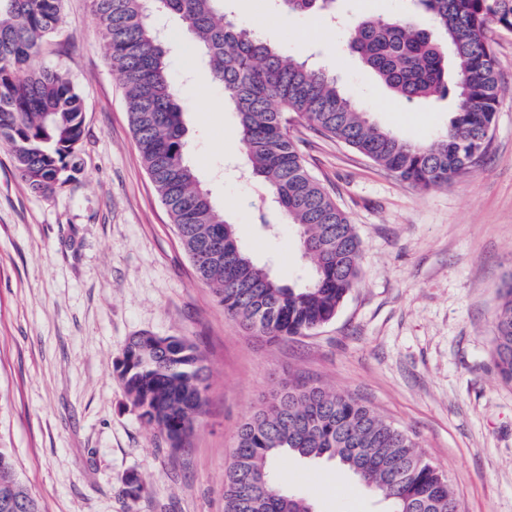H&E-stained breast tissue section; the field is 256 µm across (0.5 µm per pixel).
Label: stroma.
<instances>
[{"label":"stroma","mask_w":512,"mask_h":512,"mask_svg":"<svg viewBox=\"0 0 512 512\" xmlns=\"http://www.w3.org/2000/svg\"><path fill=\"white\" fill-rule=\"evenodd\" d=\"M238 21L286 54L325 66L380 125L417 143L448 126L452 100L395 97L347 46L365 16L406 0H342L337 19L285 16L275 0H231ZM171 75L188 158L242 245L283 282L307 277L294 226L264 232L260 186L240 177L239 119L174 16ZM503 93L480 166L419 190L301 121L309 172L362 244L358 284L310 335L273 342L229 317L202 283L146 173L90 0H65L33 59L64 70L85 110L83 164L33 192L0 145V448L41 512H224L237 429L288 382L352 395L411 434L448 476L460 512H512V386L493 360L499 291L512 279V32L490 27ZM195 344L208 369L204 413L180 448L145 424L115 371L141 332ZM139 474L148 491L127 493ZM276 475L317 512H385L381 496L326 460L288 456Z\"/></svg>","instance_id":"1"}]
</instances>
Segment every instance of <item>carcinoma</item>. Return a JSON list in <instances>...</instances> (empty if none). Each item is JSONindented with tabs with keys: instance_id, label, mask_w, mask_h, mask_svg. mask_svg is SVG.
I'll use <instances>...</instances> for the list:
<instances>
[{
	"instance_id": "obj_1",
	"label": "carcinoma",
	"mask_w": 512,
	"mask_h": 512,
	"mask_svg": "<svg viewBox=\"0 0 512 512\" xmlns=\"http://www.w3.org/2000/svg\"><path fill=\"white\" fill-rule=\"evenodd\" d=\"M64 0H0V142L35 192L51 194L81 170L84 107L59 69L30 61L56 30ZM119 73L143 165L175 224L197 277L245 328L272 341L305 336L330 322L360 274L361 245L347 214L307 170L289 134L294 118L343 142L419 189L446 186L473 171L491 141L501 95L497 56L486 30L512 29V0H411L428 26L368 17L349 48L399 98L455 102L447 130L412 143L371 121L331 72L297 60L224 13V0H91ZM290 14L326 13L336 0H279ZM177 16L204 51L224 102L239 117L248 174L264 190L258 218L296 227L306 282L283 284L241 246L186 155V125L156 19ZM495 368L512 383V280L493 323ZM116 370L140 417L174 448L203 413L207 373L199 349L147 332L130 338ZM327 459L379 492L390 512H459L443 470L404 430L334 389L288 384L244 420L224 475V512H315L273 473L278 457ZM38 498L15 466L0 469V496Z\"/></svg>"
}]
</instances>
